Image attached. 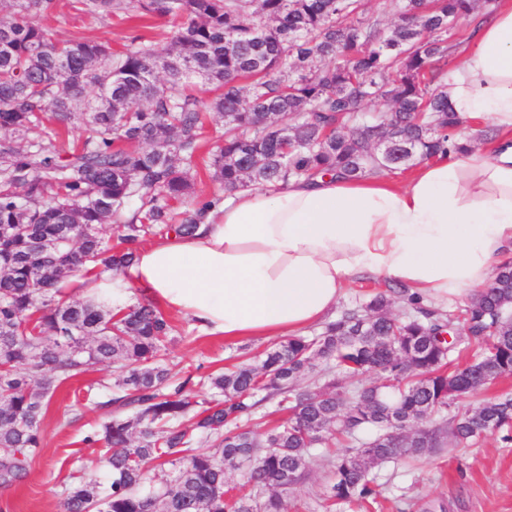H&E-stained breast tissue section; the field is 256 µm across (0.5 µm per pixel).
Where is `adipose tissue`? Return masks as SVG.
<instances>
[{
    "mask_svg": "<svg viewBox=\"0 0 512 512\" xmlns=\"http://www.w3.org/2000/svg\"><path fill=\"white\" fill-rule=\"evenodd\" d=\"M445 85L452 111L502 134L497 147L423 161L402 184L319 176L235 192L193 235L139 248L93 297L117 311L138 290L233 341L302 335L367 273L434 300L485 285L512 252V2L480 24Z\"/></svg>",
    "mask_w": 512,
    "mask_h": 512,
    "instance_id": "1",
    "label": "adipose tissue"
}]
</instances>
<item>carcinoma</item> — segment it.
<instances>
[{"mask_svg":"<svg viewBox=\"0 0 512 512\" xmlns=\"http://www.w3.org/2000/svg\"><path fill=\"white\" fill-rule=\"evenodd\" d=\"M384 31L363 0H76L78 10L171 18L158 47L143 35L58 40L35 23L56 0H12L0 19V485L27 473L56 389L108 364L119 413L85 436L106 447L108 477L64 490L63 512H286L283 493L312 451L359 433L338 456L328 506L376 500L372 469L488 435L512 441V396L435 416L512 377V260L454 320L418 305L388 314L382 292L315 337L292 336L208 377L213 397L186 394L160 364L173 331L152 303L119 312L74 300L80 278L126 271L144 237L190 235L220 198L172 203L193 187L202 112L222 122L206 166L224 190L334 174L354 179L461 154L467 124L448 107V32L476 20L477 0H395ZM383 108L363 121L364 106ZM90 135L68 148L58 129ZM131 201L139 203L125 220ZM116 226V239L104 227ZM468 340L481 350L464 366ZM337 377L300 384L318 363ZM283 418L257 440L241 427L263 402ZM242 471L255 492L228 475Z\"/></svg>","mask_w":512,"mask_h":512,"instance_id":"1","label":"carcinoma"}]
</instances>
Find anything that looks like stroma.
<instances>
[{
	"label": "stroma",
	"mask_w": 512,
	"mask_h": 512,
	"mask_svg": "<svg viewBox=\"0 0 512 512\" xmlns=\"http://www.w3.org/2000/svg\"><path fill=\"white\" fill-rule=\"evenodd\" d=\"M73 0H57L55 9L38 17L40 26L60 40L84 37L120 47L135 33L163 44L171 29L169 18L157 14L127 21L78 12ZM174 340L165 363L199 397L210 394L203 379L242 362L256 361L272 347L269 339L228 342L208 335L180 314L168 316ZM111 367L96 365L55 392L42 424V446L24 478L0 487V512H61L62 488L70 477L104 478L101 448L83 438L113 409L104 382L113 380ZM337 449L315 455L305 478L285 496L288 512H324V491L336 466ZM373 474L380 497L370 512H512V444L499 435L483 438L469 448H447L410 465L388 462Z\"/></svg>",
	"instance_id": "1"
}]
</instances>
